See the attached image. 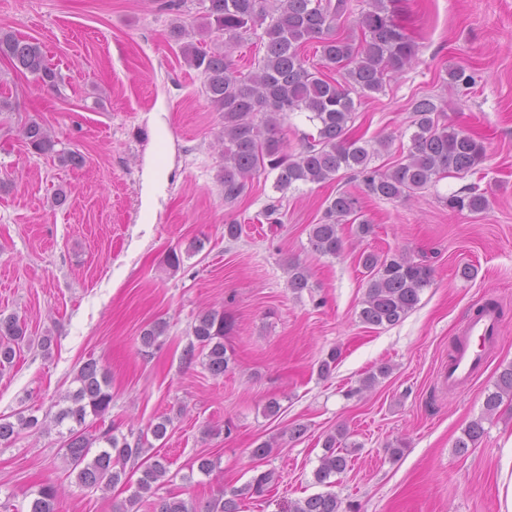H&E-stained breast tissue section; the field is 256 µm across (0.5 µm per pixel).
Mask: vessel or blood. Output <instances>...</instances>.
<instances>
[{"label": "vessel or blood", "instance_id": "b4317fda", "mask_svg": "<svg viewBox=\"0 0 512 512\" xmlns=\"http://www.w3.org/2000/svg\"><path fill=\"white\" fill-rule=\"evenodd\" d=\"M501 318L497 308L488 307L466 320L458 346L448 360L443 379L455 387L472 381L484 368L489 348L498 340Z\"/></svg>", "mask_w": 512, "mask_h": 512}]
</instances>
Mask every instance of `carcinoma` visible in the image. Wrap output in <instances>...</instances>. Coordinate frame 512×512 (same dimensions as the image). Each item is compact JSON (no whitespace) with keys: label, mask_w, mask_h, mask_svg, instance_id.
Masks as SVG:
<instances>
[{"label":"carcinoma","mask_w":512,"mask_h":512,"mask_svg":"<svg viewBox=\"0 0 512 512\" xmlns=\"http://www.w3.org/2000/svg\"><path fill=\"white\" fill-rule=\"evenodd\" d=\"M201 32L221 34L230 41L263 29L266 54L254 70L238 71L231 54L206 41H191L182 47L185 61L204 76L207 99L224 118L222 144L224 165L220 181L224 200L234 204L246 189V182L260 173L275 174L274 188L280 192L298 184H321L336 179L341 170L351 171L366 192L378 198H409L443 177L479 172L486 159V147L474 134L452 125L439 123L444 107L431 95L411 102L413 126L407 154L400 162L380 171L370 163L378 149L387 150L392 140L383 138L377 146L353 134L356 103L353 95L368 96L383 90L386 78L402 72L415 57V43L396 19L395 0H371L369 9L355 19L361 38L343 36L340 30L348 22V0H208ZM320 43L322 59L342 71L337 81L306 67L305 47ZM0 57L14 70L29 73L52 91L59 89L60 75L46 60L41 46L10 31L0 29ZM291 112L306 114L317 135L307 139L302 149L290 152L280 136L282 121ZM26 148L49 155L64 167L76 163L79 154L56 149L58 141L42 123L29 121L21 127ZM452 211L467 209L482 213L489 201L475 183L463 195L446 198ZM357 225L361 235L372 233L370 219L362 214L358 197L342 191L329 200L321 222L312 225L309 241L323 256H336L343 249L339 236L341 224ZM368 273L366 297L359 312L362 323L373 326L395 325L420 300V294L432 281L434 270L407 256L383 257L374 252L361 255ZM288 287L300 293L309 287V274L298 263L288 265ZM224 314L207 311L195 320L192 334L196 343L186 350L189 357L200 349L205 365L214 376H222L229 366L224 348ZM27 330L14 317H0V364L10 363L16 348L25 342ZM77 389L68 399L71 406L58 416V422L71 419L65 440L66 461L76 473L80 485L109 489L125 476L128 461L139 458L141 441L131 444L118 440L110 432L93 436L86 431L87 415L104 416L112 403L108 382L98 363L90 359L79 368ZM512 398V365L497 376L494 390L487 393L482 416L472 421L463 437L455 443L460 453L468 452L484 434L483 422L496 412L503 398ZM38 426V418L21 417L18 423L0 422V445H7L22 429ZM103 440L108 448L89 456L92 445ZM324 454L314 476L316 483L345 472L349 455L358 444L348 441L345 430L325 437ZM168 461L155 456L144 462L137 479V491L116 512H133L143 495H155L158 482L165 476ZM275 472L268 470L253 477L245 491L263 495L276 484ZM58 488L52 482L42 484L29 502L27 512H58ZM153 512H196L176 496L159 497L151 503ZM206 512H239L238 495L220 497L206 506ZM289 512H343L341 501L331 492L318 493L289 506Z\"/></svg>","instance_id":"cac0c4a2"}]
</instances>
